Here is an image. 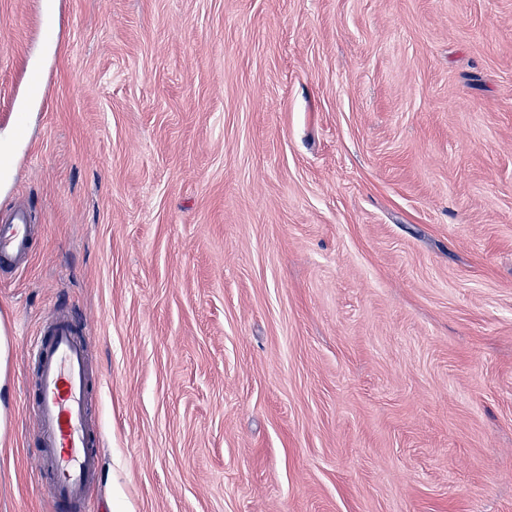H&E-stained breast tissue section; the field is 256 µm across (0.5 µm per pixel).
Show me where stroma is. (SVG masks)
I'll return each mask as SVG.
<instances>
[{"instance_id": "stroma-1", "label": "stroma", "mask_w": 512, "mask_h": 512, "mask_svg": "<svg viewBox=\"0 0 512 512\" xmlns=\"http://www.w3.org/2000/svg\"><path fill=\"white\" fill-rule=\"evenodd\" d=\"M17 206L0 512L59 313L97 512H512V0H0ZM0 268L22 271L32 253L34 227L25 209L0 213Z\"/></svg>"}]
</instances>
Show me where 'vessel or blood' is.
<instances>
[{"mask_svg":"<svg viewBox=\"0 0 512 512\" xmlns=\"http://www.w3.org/2000/svg\"><path fill=\"white\" fill-rule=\"evenodd\" d=\"M30 212L0 213V268L23 270L32 253ZM39 375L35 430L44 450L37 466L67 512H83L85 491L100 471V440L89 417V375L83 342L68 317H58L32 341Z\"/></svg>","mask_w":512,"mask_h":512,"instance_id":"obj_1","label":"vessel or blood"}]
</instances>
